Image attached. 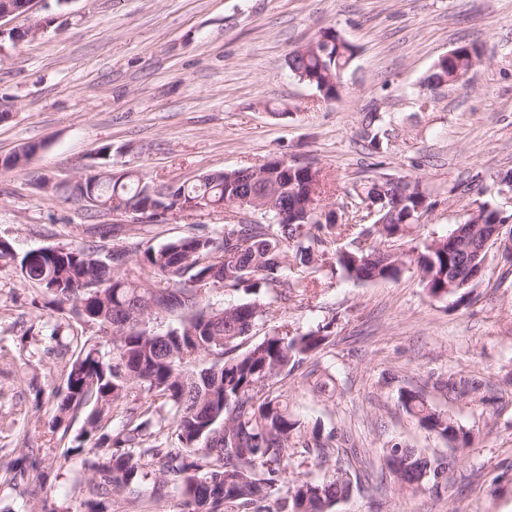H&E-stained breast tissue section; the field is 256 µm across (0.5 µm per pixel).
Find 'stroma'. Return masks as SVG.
<instances>
[{
    "instance_id": "obj_1",
    "label": "stroma",
    "mask_w": 512,
    "mask_h": 512,
    "mask_svg": "<svg viewBox=\"0 0 512 512\" xmlns=\"http://www.w3.org/2000/svg\"><path fill=\"white\" fill-rule=\"evenodd\" d=\"M33 38L0 44V158L27 144L38 152L0 170V239L17 255L56 246L155 245L223 224L220 213L133 228L128 216L96 213L74 198L40 192L42 178L72 182L100 165L156 183H190L206 171L282 156L311 162L344 187L386 174L419 178L437 206L397 243L420 248L462 223L474 200L496 197L498 173L512 169V0H42ZM334 27L356 48L341 97L324 102L290 72L296 47ZM480 48L466 85L437 91L420 83L455 47ZM376 107L396 130L383 157L363 147L364 110ZM324 278L316 294L272 307L257 336L281 323H330L331 343L310 359L335 389L317 392L295 372L282 389L308 424L335 431L365 454L353 492L334 512H512V266L491 250L489 266L464 303L429 298L415 266L395 279ZM66 309L0 266V448L38 455L47 472L33 490L0 489V512L79 507L90 474L72 452L86 412L67 435L52 432L51 391L64 359L52 355L53 325ZM466 377L479 392L439 388ZM420 391L464 429L472 448L420 427L402 409V390ZM400 442L449 463L448 492L399 489L380 457Z\"/></svg>"
}]
</instances>
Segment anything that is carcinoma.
<instances>
[{"instance_id": "1", "label": "carcinoma", "mask_w": 512, "mask_h": 512, "mask_svg": "<svg viewBox=\"0 0 512 512\" xmlns=\"http://www.w3.org/2000/svg\"><path fill=\"white\" fill-rule=\"evenodd\" d=\"M356 55L354 45L333 27L293 50L288 68L298 81L325 101L339 99L343 76ZM481 62L475 45L439 58L423 85L464 84ZM390 122L366 109L364 147L383 155L391 142ZM258 172L241 176L234 169L205 172L196 182L156 185L123 171L110 181L78 188L93 195L95 208L119 212L133 205L144 222L164 224L176 217L224 212V228L200 230L158 247L148 245L130 258L126 248L112 249L114 260L92 247L63 246L26 265L11 244H0V264L28 267L24 279L38 283L53 301L68 304L77 323L96 325L112 336V358L98 343L78 335L60 345L79 348L68 359L65 386L52 390V432L67 435L71 417L89 407L87 427L75 437L78 450L96 438L85 470L91 473L89 497L80 508L52 512H112L115 497L126 493L137 502H158L170 485L180 489L183 512H332L348 498L352 479L348 450L336 447V436L304 422L290 408L281 380L331 341V323L290 332L288 323L256 342L253 330L266 323L271 306L316 293L319 282L295 271L313 257L329 256L331 274L357 282L395 279L402 266L416 264L427 294L438 300L466 289L451 278L466 271L463 254L448 249V237L432 238L411 257L395 252L381 257L377 247L404 238L437 205L421 181L391 185L379 178L345 191L359 205L373 206L375 223L362 233L375 244L362 249H334L336 237L352 228L332 211L324 195L329 178L320 167L295 164L285 157L265 160ZM184 198L186 208L169 212L170 197ZM482 224H503L505 218L488 202L477 205ZM247 294L235 305L214 307L208 285ZM169 316L174 324L153 331L146 321ZM203 356L213 362L195 368ZM137 386L140 399H129ZM400 402L420 426L466 449L473 435L448 413L428 403L417 391H403ZM122 410L121 428L112 425ZM173 420L163 440L153 431L163 410ZM407 463L396 475L392 459ZM382 468L394 475L400 489L422 487L441 496L448 492L449 465L399 442L382 449ZM0 469L14 487L41 484L40 462L23 466L7 454ZM300 472L297 478L291 474Z\"/></svg>"}]
</instances>
